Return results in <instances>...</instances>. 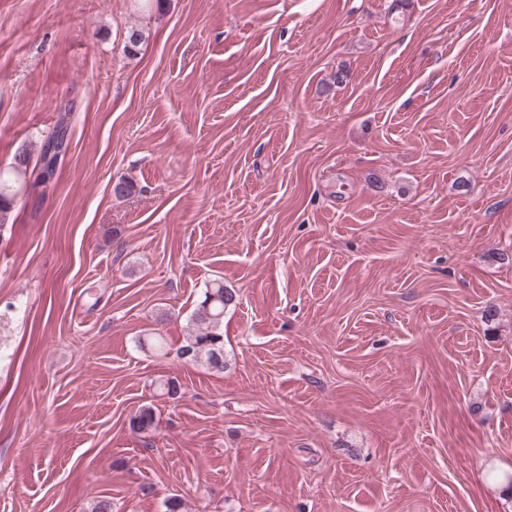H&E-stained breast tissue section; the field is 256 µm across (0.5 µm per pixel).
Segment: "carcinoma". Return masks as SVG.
Segmentation results:
<instances>
[{
    "mask_svg": "<svg viewBox=\"0 0 512 512\" xmlns=\"http://www.w3.org/2000/svg\"><path fill=\"white\" fill-rule=\"evenodd\" d=\"M71 112L67 105H59L52 137L40 144L36 159H31V153L22 149L14 156L10 170L0 171V227L8 223L18 194L30 186L43 184L41 175L52 163L47 147L58 133H69ZM233 301L234 295L224 287L223 281L215 279L205 286L189 317V332L178 349L179 357L203 362L212 370H224V312ZM154 424V413L149 407L139 409L130 419V427L139 433L150 431Z\"/></svg>",
    "mask_w": 512,
    "mask_h": 512,
    "instance_id": "carcinoma-1",
    "label": "carcinoma"
}]
</instances>
